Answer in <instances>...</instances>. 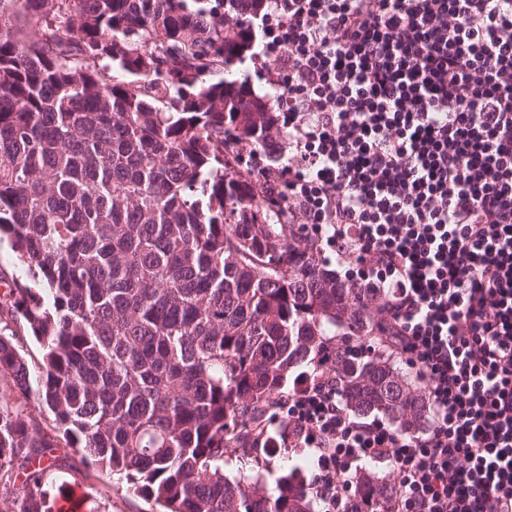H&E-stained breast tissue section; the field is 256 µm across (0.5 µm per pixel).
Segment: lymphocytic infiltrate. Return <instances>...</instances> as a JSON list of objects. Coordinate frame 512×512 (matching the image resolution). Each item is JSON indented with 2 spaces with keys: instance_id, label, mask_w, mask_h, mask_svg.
Segmentation results:
<instances>
[{
  "instance_id": "1",
  "label": "lymphocytic infiltrate",
  "mask_w": 512,
  "mask_h": 512,
  "mask_svg": "<svg viewBox=\"0 0 512 512\" xmlns=\"http://www.w3.org/2000/svg\"><path fill=\"white\" fill-rule=\"evenodd\" d=\"M257 22L288 130L258 180L356 266L428 411L411 432L349 415L333 374L294 381L310 493L365 512L371 459L394 474L381 512H512V0H270Z\"/></svg>"
}]
</instances>
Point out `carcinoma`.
I'll list each match as a JSON object with an SVG mask.
<instances>
[{
    "mask_svg": "<svg viewBox=\"0 0 512 512\" xmlns=\"http://www.w3.org/2000/svg\"><path fill=\"white\" fill-rule=\"evenodd\" d=\"M238 7L21 0L43 22L29 33L0 0V239L32 273L0 276V486L17 512H55L58 448L159 512H314L297 468L273 490L232 481L224 449L277 445L270 412L336 336L351 415H423L396 361L365 354V289L286 234L243 164L273 135L268 99L207 79L251 48L225 16Z\"/></svg>",
    "mask_w": 512,
    "mask_h": 512,
    "instance_id": "cac0c4a2",
    "label": "carcinoma"
}]
</instances>
